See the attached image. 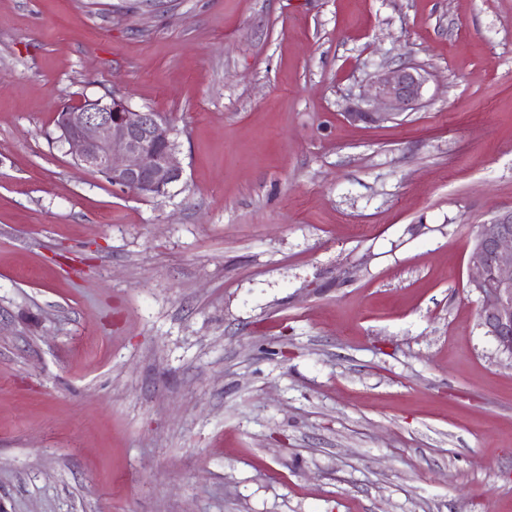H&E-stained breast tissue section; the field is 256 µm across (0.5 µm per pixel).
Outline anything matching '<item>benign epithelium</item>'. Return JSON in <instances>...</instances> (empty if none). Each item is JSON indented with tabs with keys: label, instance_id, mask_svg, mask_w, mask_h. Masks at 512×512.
Listing matches in <instances>:
<instances>
[{
	"label": "benign epithelium",
	"instance_id": "obj_1",
	"mask_svg": "<svg viewBox=\"0 0 512 512\" xmlns=\"http://www.w3.org/2000/svg\"><path fill=\"white\" fill-rule=\"evenodd\" d=\"M424 79L406 63L375 82L380 112H349L359 121L393 120L422 99ZM57 140L77 165L101 173L112 186L140 196H165L183 176L171 126L156 112L132 108L117 96L66 108ZM469 287L477 295L479 327L512 359V224H482L468 258Z\"/></svg>",
	"mask_w": 512,
	"mask_h": 512
}]
</instances>
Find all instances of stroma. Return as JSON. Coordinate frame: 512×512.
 <instances>
[{"label":"stroma","mask_w":512,"mask_h":512,"mask_svg":"<svg viewBox=\"0 0 512 512\" xmlns=\"http://www.w3.org/2000/svg\"><path fill=\"white\" fill-rule=\"evenodd\" d=\"M109 91L168 196L58 141ZM510 220L512 0H0V512H512ZM424 79L413 64L387 68L375 82V100L387 112H347V116L359 121L392 120L404 110L413 108L422 99ZM111 96L62 110L58 141L69 146L77 165L101 173L123 192L167 195L183 176L171 126L158 113ZM512 221L483 224L468 258L469 287L477 295L479 327L512 359Z\"/></svg>","instance_id":"35a3bbf8"}]
</instances>
